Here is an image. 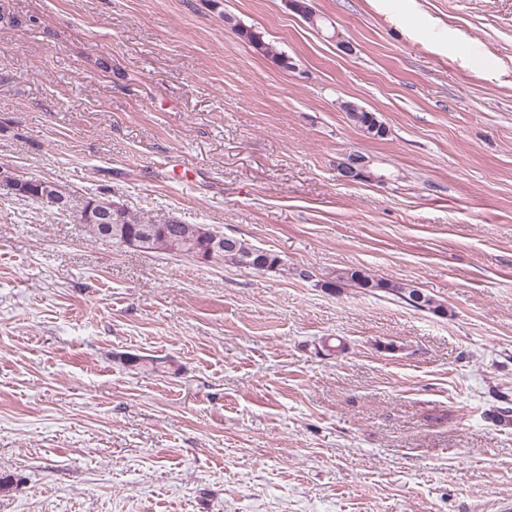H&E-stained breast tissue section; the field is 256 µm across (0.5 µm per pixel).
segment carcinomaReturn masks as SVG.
I'll list each match as a JSON object with an SVG mask.
<instances>
[{"mask_svg":"<svg viewBox=\"0 0 512 512\" xmlns=\"http://www.w3.org/2000/svg\"><path fill=\"white\" fill-rule=\"evenodd\" d=\"M230 27L239 38L251 44L263 55L274 60L285 56L284 52L276 50L272 45L256 36L253 31L243 27L241 23L235 21L230 24ZM350 121L368 135L371 134L374 123L377 122L379 126H384L374 112H359L351 116ZM21 190L24 192V197L39 204L43 203L44 195L47 193L63 198L65 199V211L72 214H84L91 207V202H79L73 196L63 194L53 182L44 179L28 181L21 186ZM85 232L95 241H106L118 247L126 246V242L132 238L144 237L146 242L143 243V247L147 252L182 258L203 256L209 259V263L213 265L231 264L243 268L246 260L251 256L255 260H262L269 272H277L285 266L278 253L257 247L237 237L234 238L233 245L215 251L214 258L211 259L209 258L210 240L197 235V225L184 224L174 217L153 219L134 213L126 207L121 208L112 216V231L109 232L99 225L87 224ZM342 285L363 288L371 292L379 291L392 294L419 310L435 312L440 310V306L436 305L435 301L420 289L409 290L389 280L373 278L360 269L350 268L333 272L328 274L326 280L322 281L324 288H338Z\"/></svg>","mask_w":512,"mask_h":512,"instance_id":"cac0c4a2","label":"carcinoma"}]
</instances>
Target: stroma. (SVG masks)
<instances>
[{
	"mask_svg": "<svg viewBox=\"0 0 512 512\" xmlns=\"http://www.w3.org/2000/svg\"><path fill=\"white\" fill-rule=\"evenodd\" d=\"M313 5L0 0L1 169L287 266L119 249L0 188V512H512V0ZM352 152L386 181H339ZM349 268L443 311L321 287ZM227 18L232 19V22L229 26L232 28V30L235 31V33L239 36V38H241L243 41L251 44L254 48H256L263 55H265L267 57L271 56V58L274 60L278 59V58H282V57L288 58V56L284 52L277 51L272 45L267 43L264 40V37L262 38V41H261L260 38L258 36H256V34L253 31H251V29H247V28L243 27V25L239 22H236V21L233 22V18L230 16H225L224 21H226ZM288 68H290L291 70H295V68H296L295 65L293 64L291 58H288Z\"/></svg>",
	"mask_w": 512,
	"mask_h": 512,
	"instance_id": "obj_1",
	"label": "stroma"
}]
</instances>
